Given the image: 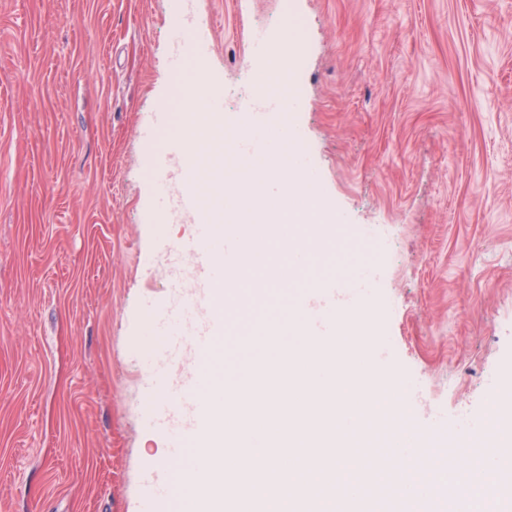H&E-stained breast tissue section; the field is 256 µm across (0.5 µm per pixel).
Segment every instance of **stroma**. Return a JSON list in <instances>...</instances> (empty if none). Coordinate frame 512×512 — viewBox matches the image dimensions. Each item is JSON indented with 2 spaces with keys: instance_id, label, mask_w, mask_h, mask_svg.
<instances>
[{
  "instance_id": "obj_1",
  "label": "stroma",
  "mask_w": 512,
  "mask_h": 512,
  "mask_svg": "<svg viewBox=\"0 0 512 512\" xmlns=\"http://www.w3.org/2000/svg\"><path fill=\"white\" fill-rule=\"evenodd\" d=\"M257 30L298 46L289 113L246 109ZM201 64L226 128L299 129L339 218L289 317L375 272L376 378L437 446L512 384V0H0V512H140L169 455L144 307L183 302L197 226L167 221L156 169L183 137L173 79ZM278 294L275 271L229 272L225 398L287 397L266 366L315 339L272 328Z\"/></svg>"
}]
</instances>
